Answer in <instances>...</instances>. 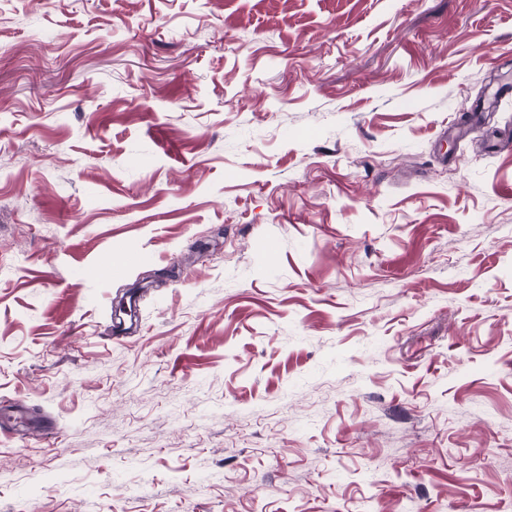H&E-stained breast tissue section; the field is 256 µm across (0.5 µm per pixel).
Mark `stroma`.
Returning a JSON list of instances; mask_svg holds the SVG:
<instances>
[{
    "instance_id": "1",
    "label": "stroma",
    "mask_w": 512,
    "mask_h": 512,
    "mask_svg": "<svg viewBox=\"0 0 512 512\" xmlns=\"http://www.w3.org/2000/svg\"><path fill=\"white\" fill-rule=\"evenodd\" d=\"M509 503L512 0H0V512Z\"/></svg>"
}]
</instances>
